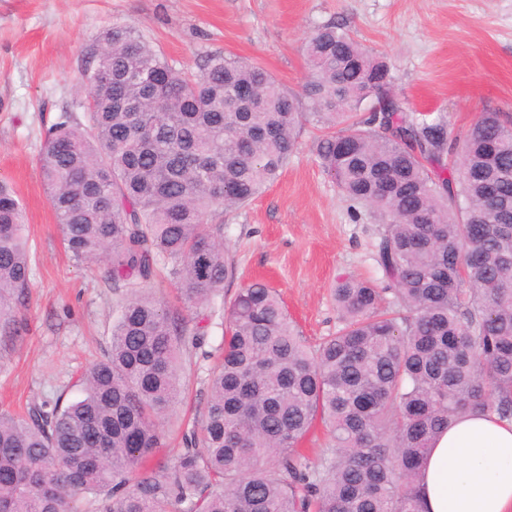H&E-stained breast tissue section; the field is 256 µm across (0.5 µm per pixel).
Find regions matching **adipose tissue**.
Masks as SVG:
<instances>
[{"label": "adipose tissue", "mask_w": 512, "mask_h": 512, "mask_svg": "<svg viewBox=\"0 0 512 512\" xmlns=\"http://www.w3.org/2000/svg\"><path fill=\"white\" fill-rule=\"evenodd\" d=\"M423 512H512V419L473 410L443 429L419 481Z\"/></svg>", "instance_id": "obj_1"}]
</instances>
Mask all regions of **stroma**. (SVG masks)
I'll use <instances>...</instances> for the list:
<instances>
[{"mask_svg":"<svg viewBox=\"0 0 512 512\" xmlns=\"http://www.w3.org/2000/svg\"><path fill=\"white\" fill-rule=\"evenodd\" d=\"M331 22L388 66L404 111L444 118L451 137H463L485 109L512 114V0H0V183L21 199L36 247L18 331L0 342V412L56 397L100 359L114 318L117 292L102 264L70 260L39 172L47 129L59 113L84 110L88 49L119 24L179 69L226 52L265 67L307 112V42ZM318 134L307 122L281 177L224 216V247L236 267L225 300L243 285L267 283L311 344L342 326L330 298L335 281L381 277L382 226L352 213L319 166ZM207 314L185 311L203 342L185 366L190 391L164 424L162 462L179 452L182 429L202 417L222 341Z\"/></svg>","mask_w":512,"mask_h":512,"instance_id":"35a3bbf8","label":"stroma"}]
</instances>
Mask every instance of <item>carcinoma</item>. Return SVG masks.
I'll return each instance as SVG.
<instances>
[{"label": "carcinoma", "mask_w": 512, "mask_h": 512, "mask_svg": "<svg viewBox=\"0 0 512 512\" xmlns=\"http://www.w3.org/2000/svg\"><path fill=\"white\" fill-rule=\"evenodd\" d=\"M307 52L309 114L246 59L213 53L185 72L122 26L90 51L105 81L85 85L89 111L48 128L40 176L71 258L103 262L123 293L75 396L0 414V512H421L439 430L473 409L512 418V116L487 110L452 141L443 119L400 109L382 64L340 25L318 27ZM243 85L253 99H237ZM369 98L379 110L360 112ZM309 116L339 127L315 143L324 172L383 224L385 286L339 281L344 326L315 347L273 288H240L218 311L201 423L155 464L187 389L183 355L202 344L154 296L156 272L185 305H212L235 277L224 211L279 178ZM31 273L22 202L1 184L0 333ZM318 419L331 450L312 463L296 447Z\"/></svg>", "instance_id": "carcinoma-1"}]
</instances>
